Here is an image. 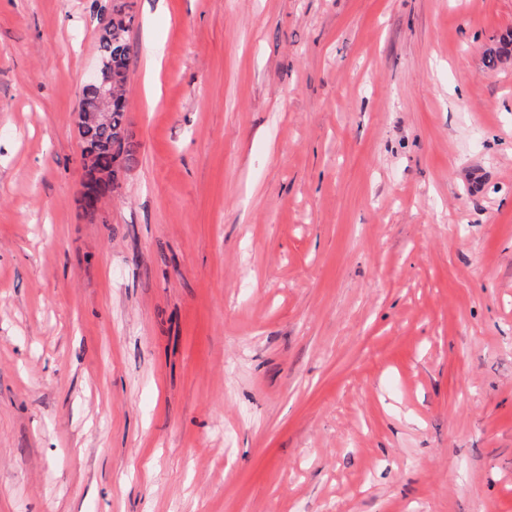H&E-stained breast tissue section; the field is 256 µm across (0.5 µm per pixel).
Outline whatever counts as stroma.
Masks as SVG:
<instances>
[{
  "mask_svg": "<svg viewBox=\"0 0 512 512\" xmlns=\"http://www.w3.org/2000/svg\"><path fill=\"white\" fill-rule=\"evenodd\" d=\"M117 2L0 0V512H512V0H125L90 216ZM126 4L114 5L112 19L103 24L101 36L110 41V52L105 51L104 39H100V61L96 69L91 73L81 90L80 109L77 112L75 126L80 138L87 137L88 125L102 124L106 128L94 132L100 144L104 147L101 154V162L109 164L114 155L108 149V145L119 140L118 153L121 157L122 171L128 169L136 161V146L129 140L126 133L125 121L128 109V101L123 92L115 97L112 104V75L121 78L129 72L130 48L128 43L129 26L132 16L125 12ZM112 20L117 22V26ZM113 107V110H112ZM113 112V114H112ZM113 117V123H112ZM112 132V141L111 133ZM121 133H123L121 135ZM98 149H87L81 154L82 166L85 173L79 203L82 210L88 215H94L101 211L105 198L112 196V191L117 188L118 180L113 179L112 170L116 164L101 167L97 162ZM93 182L107 183L110 191L104 195L95 196L89 192L88 185ZM113 189V190H112Z\"/></svg>",
  "mask_w": 512,
  "mask_h": 512,
  "instance_id": "1",
  "label": "stroma"
}]
</instances>
